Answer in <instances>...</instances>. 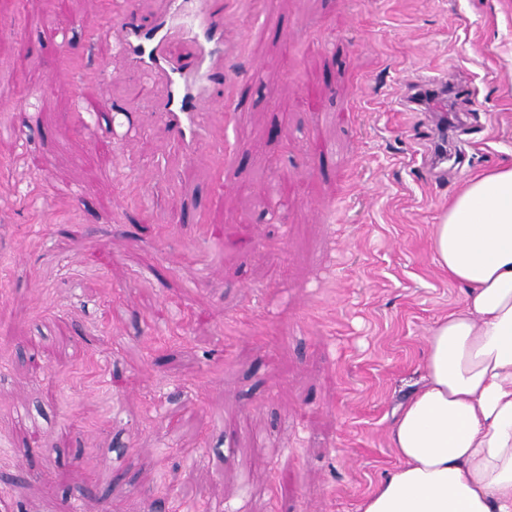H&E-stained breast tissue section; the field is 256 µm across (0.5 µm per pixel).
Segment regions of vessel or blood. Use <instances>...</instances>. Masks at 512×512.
<instances>
[{"mask_svg":"<svg viewBox=\"0 0 512 512\" xmlns=\"http://www.w3.org/2000/svg\"><path fill=\"white\" fill-rule=\"evenodd\" d=\"M106 21L89 43L109 39L126 66L155 85L144 105L167 134V150L198 161L224 151L213 132L210 104L224 80V61L238 50L211 0H167L151 20L126 19L120 0H103ZM187 51L173 53V43Z\"/></svg>","mask_w":512,"mask_h":512,"instance_id":"b4317fda","label":"vessel or blood"}]
</instances>
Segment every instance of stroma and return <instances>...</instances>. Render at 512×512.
<instances>
[{"mask_svg":"<svg viewBox=\"0 0 512 512\" xmlns=\"http://www.w3.org/2000/svg\"><path fill=\"white\" fill-rule=\"evenodd\" d=\"M216 2L241 45L225 152L156 184L159 130L122 153L77 128L76 93L132 115L141 94L86 44L99 0H65L74 76L35 95L51 2L0 0V512H357L394 464L463 295L431 228L512 159V0ZM458 71L469 91L409 105Z\"/></svg>","mask_w":512,"mask_h":512,"instance_id":"35a3bbf8","label":"stroma"}]
</instances>
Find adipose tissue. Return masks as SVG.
<instances>
[{"mask_svg": "<svg viewBox=\"0 0 512 512\" xmlns=\"http://www.w3.org/2000/svg\"><path fill=\"white\" fill-rule=\"evenodd\" d=\"M430 240L464 294L429 330L396 463L359 512H512V161L467 176Z\"/></svg>", "mask_w": 512, "mask_h": 512, "instance_id": "adipose-tissue-1", "label": "adipose tissue"}]
</instances>
